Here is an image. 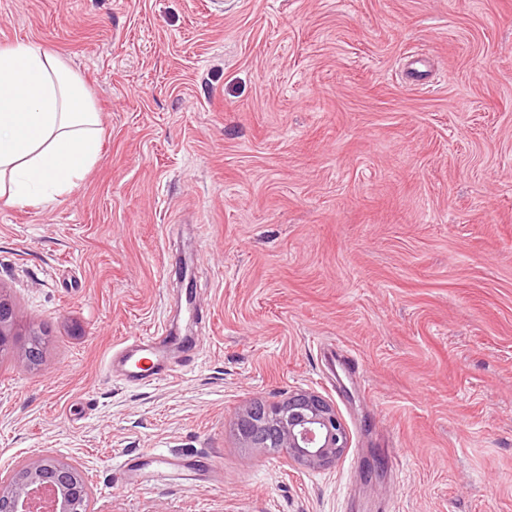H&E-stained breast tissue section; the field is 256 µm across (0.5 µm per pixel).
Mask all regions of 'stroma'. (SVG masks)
Here are the masks:
<instances>
[{
  "label": "stroma",
  "instance_id": "stroma-1",
  "mask_svg": "<svg viewBox=\"0 0 512 512\" xmlns=\"http://www.w3.org/2000/svg\"><path fill=\"white\" fill-rule=\"evenodd\" d=\"M16 43L80 76L103 146L55 202L0 199V287L46 332L0 356V479L68 459L92 512H512V0H0ZM162 324L191 371L107 369ZM301 390L348 429L329 469L238 433ZM155 451L202 476L122 487Z\"/></svg>",
  "mask_w": 512,
  "mask_h": 512
}]
</instances>
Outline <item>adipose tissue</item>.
I'll use <instances>...</instances> for the list:
<instances>
[{
  "mask_svg": "<svg viewBox=\"0 0 512 512\" xmlns=\"http://www.w3.org/2000/svg\"><path fill=\"white\" fill-rule=\"evenodd\" d=\"M101 136L89 91L57 53L0 47V197L41 205L70 192L97 160Z\"/></svg>",
  "mask_w": 512,
  "mask_h": 512,
  "instance_id": "ef3b65f1",
  "label": "adipose tissue"
}]
</instances>
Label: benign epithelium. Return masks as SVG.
I'll use <instances>...</instances> for the list:
<instances>
[{"label": "benign epithelium", "instance_id": "obj_1", "mask_svg": "<svg viewBox=\"0 0 512 512\" xmlns=\"http://www.w3.org/2000/svg\"><path fill=\"white\" fill-rule=\"evenodd\" d=\"M12 302L0 289V355L18 353L29 359L37 350L19 342ZM250 448L277 450L288 462L313 469L336 464L349 436L336 410L315 392L302 391L282 402H256L237 423ZM85 474L73 463L39 459L18 468L13 479L0 480V512H88Z\"/></svg>", "mask_w": 512, "mask_h": 512}]
</instances>
